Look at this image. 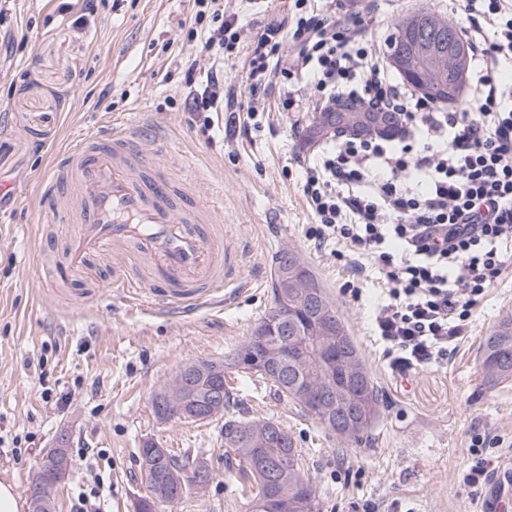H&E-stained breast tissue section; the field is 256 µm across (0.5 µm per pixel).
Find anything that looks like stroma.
Instances as JSON below:
<instances>
[{
    "label": "stroma",
    "mask_w": 512,
    "mask_h": 512,
    "mask_svg": "<svg viewBox=\"0 0 512 512\" xmlns=\"http://www.w3.org/2000/svg\"><path fill=\"white\" fill-rule=\"evenodd\" d=\"M242 28L224 58V92L234 109L203 117L184 109L185 62L206 75L212 56L189 35L194 0H97L83 14L71 0H0V479L25 495L43 448L69 435L72 477L58 490L56 512H74L80 493L103 491L100 512H134L144 494L140 450L151 441L174 453L206 457L215 479L164 512H249L228 460L224 421L155 417L150 397L181 366L232 354L273 305V259L300 254L326 287L349 326L384 400L363 442L326 430L310 414L253 373L226 370L234 416L272 420L288 429L317 486L315 512H512V453L488 449L489 477L465 483L474 434L512 440V380L490 383L485 336L512 318V259L493 288L478 296L466 336L437 365L403 374L385 356L374 316L375 279L359 298L344 291L354 267L305 237L312 222L302 192L303 169L318 154L304 146L307 112H264L249 130L242 107L247 46L260 25L281 18L284 0H220ZM469 26L464 0H365L362 14L380 37L419 8ZM123 124L140 133V148L165 146L168 161L192 160L197 201L222 211L218 246L234 255L233 300L203 301L176 320L110 288L131 260L107 252L82 270L68 269L72 223L45 222L37 200L53 175V159L81 140ZM102 451L93 468L81 449Z\"/></svg>",
    "instance_id": "stroma-1"
}]
</instances>
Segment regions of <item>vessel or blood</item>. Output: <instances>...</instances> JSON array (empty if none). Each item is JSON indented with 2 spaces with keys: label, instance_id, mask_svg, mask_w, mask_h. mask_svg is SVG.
Returning <instances> with one entry per match:
<instances>
[{
  "label": "vessel or blood",
  "instance_id": "vessel-or-blood-1",
  "mask_svg": "<svg viewBox=\"0 0 512 512\" xmlns=\"http://www.w3.org/2000/svg\"><path fill=\"white\" fill-rule=\"evenodd\" d=\"M171 177L167 166L137 147L132 131L116 126L56 159L40 211L54 218L65 205L62 185L75 184L80 208L66 248L69 266H85L108 244L130 247L147 259L150 275L122 278L121 286L177 315L222 290L231 259L214 252L224 235L219 212L175 194Z\"/></svg>",
  "mask_w": 512,
  "mask_h": 512
}]
</instances>
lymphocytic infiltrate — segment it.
<instances>
[{
    "label": "lymphocytic infiltrate",
    "mask_w": 512,
    "mask_h": 512,
    "mask_svg": "<svg viewBox=\"0 0 512 512\" xmlns=\"http://www.w3.org/2000/svg\"><path fill=\"white\" fill-rule=\"evenodd\" d=\"M218 0H195V23L210 19L203 49L216 57L237 47L241 28ZM290 12L264 24L247 47L250 94L277 88L283 111L324 112L349 97L400 113L401 136L351 137L306 172L303 194L315 245L346 240L357 262L379 274L388 297L376 328L400 372L442 361L468 331L475 297L493 287L512 248V88L495 75L512 64V0H467L463 36L473 49L464 107L444 108L390 75L381 43L359 14ZM297 52L282 60L284 43ZM190 112L224 109V76L211 70L194 88Z\"/></svg>",
    "instance_id": "obj_1"
}]
</instances>
